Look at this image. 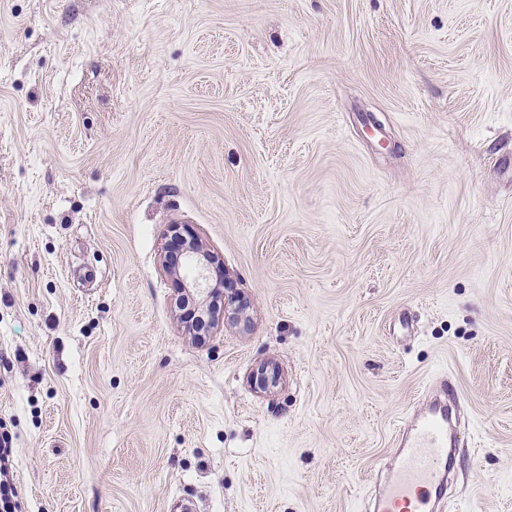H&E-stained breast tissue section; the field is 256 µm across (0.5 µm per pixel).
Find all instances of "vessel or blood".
Instances as JSON below:
<instances>
[{"label":"vessel or blood","mask_w":512,"mask_h":512,"mask_svg":"<svg viewBox=\"0 0 512 512\" xmlns=\"http://www.w3.org/2000/svg\"><path fill=\"white\" fill-rule=\"evenodd\" d=\"M456 422L447 380L429 384L421 402L395 427L390 459L361 498L359 512H444L458 451Z\"/></svg>","instance_id":"obj_1"}]
</instances>
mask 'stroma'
<instances>
[{
  "label": "stroma",
  "mask_w": 512,
  "mask_h": 512,
  "mask_svg": "<svg viewBox=\"0 0 512 512\" xmlns=\"http://www.w3.org/2000/svg\"><path fill=\"white\" fill-rule=\"evenodd\" d=\"M175 224L247 301L208 336ZM443 377L512 512V0H0L17 512H354Z\"/></svg>",
  "instance_id": "35a3bbf8"
}]
</instances>
